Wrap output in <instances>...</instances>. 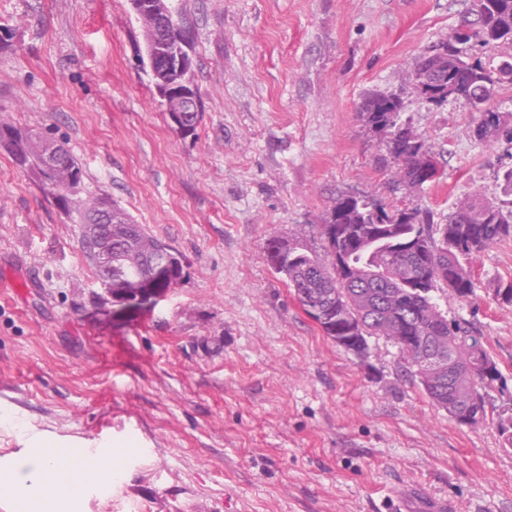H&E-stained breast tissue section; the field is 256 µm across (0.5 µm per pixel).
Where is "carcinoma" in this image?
I'll use <instances>...</instances> for the list:
<instances>
[{
  "label": "carcinoma",
  "mask_w": 512,
  "mask_h": 512,
  "mask_svg": "<svg viewBox=\"0 0 512 512\" xmlns=\"http://www.w3.org/2000/svg\"><path fill=\"white\" fill-rule=\"evenodd\" d=\"M463 37L484 45H512V0H477L473 13L414 62V73L425 68L430 77L419 95L435 105L457 102L476 112L502 85H512V79L502 78L512 69V57L487 64L464 52ZM402 109L400 96L376 90L364 98L359 114L372 132L388 136L395 181L420 189L431 181L420 168V158L429 152L423 136L401 121ZM471 137L512 141V113H482ZM0 144L17 165L39 168L64 202L65 191L83 180L82 165L61 145L34 147L29 136L8 127L0 128ZM504 206L473 199L448 214V223L435 224L415 206L388 211L360 197H342L322 224L324 258L296 240L271 268L326 336L357 355L367 351L372 336L392 341L431 401L457 420L476 425L494 414L485 389L499 379L498 368L486 339L448 321L431 292L443 284L463 300L473 296L474 259L512 239V209ZM77 211L81 244L99 277L106 274L100 253L108 247L123 250L127 279L152 275L161 240L106 198L80 204ZM430 359L453 362L441 384L429 383ZM497 426L505 446L512 448V412L497 414Z\"/></svg>",
  "instance_id": "carcinoma-1"
}]
</instances>
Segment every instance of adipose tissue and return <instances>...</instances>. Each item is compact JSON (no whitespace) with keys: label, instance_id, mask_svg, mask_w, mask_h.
Returning a JSON list of instances; mask_svg holds the SVG:
<instances>
[{"label":"adipose tissue","instance_id":"obj_1","mask_svg":"<svg viewBox=\"0 0 512 512\" xmlns=\"http://www.w3.org/2000/svg\"><path fill=\"white\" fill-rule=\"evenodd\" d=\"M22 449L0 460V503L12 512H70L84 493L111 487L123 475L121 453L105 456L32 432L9 419Z\"/></svg>","mask_w":512,"mask_h":512}]
</instances>
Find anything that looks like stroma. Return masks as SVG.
<instances>
[{
    "mask_svg": "<svg viewBox=\"0 0 512 512\" xmlns=\"http://www.w3.org/2000/svg\"><path fill=\"white\" fill-rule=\"evenodd\" d=\"M475 0H168L190 36L203 104L173 130L143 62L130 0H0V125L63 143L84 168L64 205L0 146V415L124 455L83 512H389L417 487L448 512H512V448L489 420L432 404L399 348L358 355L325 336L270 267L273 234L323 254L336 199L406 204L448 220L460 201L505 199L512 143H479L478 113L435 107L413 63ZM399 94L440 173L393 184L383 136L358 107ZM109 197L183 258L140 307L113 301L81 246L76 205ZM473 299L435 296L480 331L512 407V240L473 264Z\"/></svg>",
    "mask_w": 512,
    "mask_h": 512,
    "instance_id": "35a3bbf8",
    "label": "stroma"
}]
</instances>
